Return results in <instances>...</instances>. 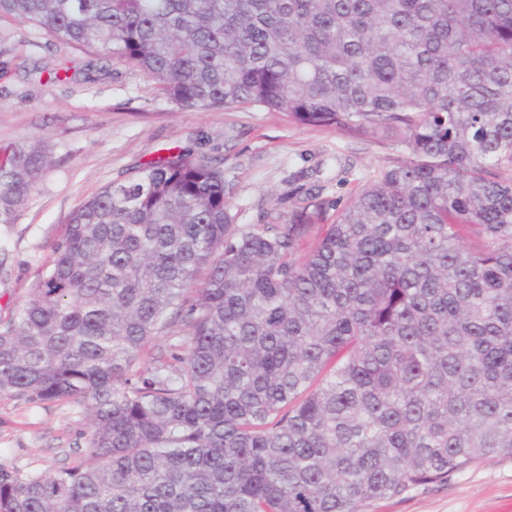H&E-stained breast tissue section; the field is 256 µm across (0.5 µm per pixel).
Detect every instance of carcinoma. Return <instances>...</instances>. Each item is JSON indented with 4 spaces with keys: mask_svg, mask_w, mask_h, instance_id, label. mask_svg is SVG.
<instances>
[{
    "mask_svg": "<svg viewBox=\"0 0 512 512\" xmlns=\"http://www.w3.org/2000/svg\"><path fill=\"white\" fill-rule=\"evenodd\" d=\"M191 111L262 109L399 155L342 209L236 224L180 150L81 202L0 315V396L90 419L0 461V512H367L512 459V0H0ZM50 156L0 144V224Z\"/></svg>",
    "mask_w": 512,
    "mask_h": 512,
    "instance_id": "carcinoma-1",
    "label": "carcinoma"
}]
</instances>
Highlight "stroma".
<instances>
[{"instance_id":"1","label":"stroma","mask_w":512,"mask_h":512,"mask_svg":"<svg viewBox=\"0 0 512 512\" xmlns=\"http://www.w3.org/2000/svg\"><path fill=\"white\" fill-rule=\"evenodd\" d=\"M87 54L0 18V144L46 137L52 162L14 223L0 224V306L23 299L70 214L127 170L187 148L207 153L232 187L239 224L287 218L306 190L346 203L395 146L300 125L282 112L180 109L140 71L116 62L87 81ZM89 422L82 408L0 397V461L50 471L79 460ZM512 459H494L368 512H506Z\"/></svg>"}]
</instances>
